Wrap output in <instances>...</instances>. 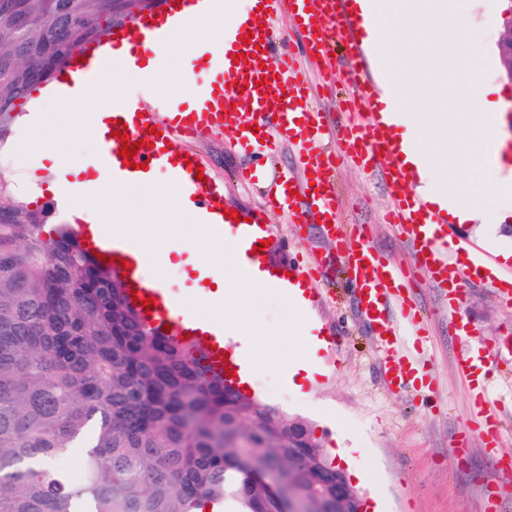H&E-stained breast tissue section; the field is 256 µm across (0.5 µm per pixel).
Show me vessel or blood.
<instances>
[{
	"label": "vessel or blood",
	"mask_w": 512,
	"mask_h": 512,
	"mask_svg": "<svg viewBox=\"0 0 512 512\" xmlns=\"http://www.w3.org/2000/svg\"><path fill=\"white\" fill-rule=\"evenodd\" d=\"M218 1L226 10L224 28L211 43L197 49L209 77L199 89L185 88L184 77L173 73L169 48L211 13ZM351 3L256 0L262 16L255 23L239 16L236 0H156L149 9L112 28L109 50L88 47L55 82L60 92L84 95L96 79L130 68L144 70L143 83L114 92L111 102L104 105L108 118L93 165L116 184L127 182L132 162L143 165L148 173L168 172L177 192L189 196L197 215L206 217L207 234L215 239L227 236L235 243L237 273L248 278L255 263L266 257L258 249L261 238L256 234L264 225L263 218L256 212L245 222L231 218L214 222V215L223 212L224 190L215 171L193 149L203 137L229 134L248 158L239 178L260 186L267 204L289 216L292 223H323L324 233L335 240L345 284L358 296L382 353L387 384L397 390L429 382L411 356L412 336L425 332L424 317L412 294L414 269L428 270L440 286L451 287L449 306L456 311L462 308L464 285L472 279L492 280L500 295L511 302L512 277H492L488 260L478 255L463 267L455 261L462 244L451 237L443 212L424 200L410 173L399 165L392 130L374 108L382 88L373 71L383 67V56L379 49L367 53L355 44ZM284 16L296 21L306 49L317 58H327L336 39L350 42L344 76L355 88L359 102L372 105L366 120L348 117L337 125L324 113L312 110V83L278 33L277 22ZM250 33L258 38V45L246 43ZM236 54L244 55V62L234 63ZM165 78L171 79L172 85L163 94L158 84ZM244 105L249 108L245 115L240 112ZM121 127L126 128L130 141L139 145L129 161L120 153L121 139L113 135ZM149 139L154 142L150 148L145 145ZM339 142L346 144L364 167L382 156L391 159L385 179L393 206L386 220L412 243L413 266L389 261L369 235L344 223L336 185L335 145ZM289 145L296 150L298 165L292 169L274 166L272 155ZM73 230L89 249L110 259L127 291L141 299H155V308L145 317L152 328L168 329L170 335L199 345L213 372L221 375L232 370L233 385L247 391L250 360L240 344L226 339L223 330L199 323L186 300L152 273L154 258L142 252L135 240L111 232L104 224H77ZM328 269L325 259L312 257L287 263L281 271L290 275L292 282L305 285ZM457 366L485 419L481 432L486 445L496 449L500 428L491 412L486 385L477 379L475 359L460 354Z\"/></svg>",
	"instance_id": "vessel-or-blood-1"
}]
</instances>
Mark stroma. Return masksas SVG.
<instances>
[{
  "mask_svg": "<svg viewBox=\"0 0 512 512\" xmlns=\"http://www.w3.org/2000/svg\"><path fill=\"white\" fill-rule=\"evenodd\" d=\"M503 0H469V34L480 49L475 61L479 84L490 89L499 112L512 113V82L500 64L498 44L503 34ZM348 43L332 46L328 61L302 55L301 61L321 90L314 102L318 112L338 114L342 93V62ZM195 149L224 180V206L239 212L260 208L256 192L236 181L235 171L246 162L234 141L217 135ZM386 160L363 169L352 159L338 168L337 181L349 223L365 227L377 249L390 260L409 264L413 251L405 238L385 224L390 204L385 182ZM264 221L274 238L268 255L278 264L312 252L336 254V244L318 225L293 224L275 210ZM341 264L327 278L315 281L320 302L308 317L332 333L335 349L323 351L327 375L319 377L311 397L288 389L285 360L304 343L301 332L281 336L278 328L292 320V305L281 290L242 293L237 310L248 313L266 330L257 343L265 369L250 384V392L286 413L306 420L336 465L354 472L353 486L364 499V512H486L493 492H500L497 512H512V475L499 470L487 454L478 431L467 430L475 418L468 388L456 371L458 354L482 357L486 348L498 349L486 381L495 400V414L503 426L500 446L512 452V303H506L485 281L467 282L461 314L426 272H418L413 295L428 318L426 340L417 361L428 373L430 388L393 392L386 388L376 340L361 316L354 292L341 287Z\"/></svg>",
  "mask_w": 512,
  "mask_h": 512,
  "instance_id": "obj_1",
  "label": "stroma"
}]
</instances>
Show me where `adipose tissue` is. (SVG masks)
Here are the masks:
<instances>
[{
  "mask_svg": "<svg viewBox=\"0 0 512 512\" xmlns=\"http://www.w3.org/2000/svg\"><path fill=\"white\" fill-rule=\"evenodd\" d=\"M368 24L370 39L379 44L397 90L386 98L383 117L392 127H402L399 160L416 171L419 189L427 200L462 224L475 219L497 224L512 206V188L497 178L499 114L495 103L476 91L472 71L465 61L475 60L479 50L469 42L465 0H455L456 10L447 13L445 0H357ZM112 78H105L88 96L64 99L45 91L34 100L24 118L25 136L16 147L17 159L26 173L46 169L54 174L47 190L67 196L63 207L67 218L98 223L100 198L112 202V221L121 232L135 239L144 252L158 255L172 250L167 233L158 222L190 215L188 198L178 197L170 181L151 177L148 189L104 186L99 196L86 191L87 163L75 162L70 154L74 140L89 137L93 121L101 119V106L111 99ZM436 104L433 112L413 111L419 99ZM63 103L66 115L49 112L47 103ZM37 165H27L28 157ZM141 220L132 224L131 213ZM198 244L210 258L213 289L194 309L202 323L223 324L228 335L251 354L253 371L262 362L256 357L258 326L252 317L233 310L238 292L262 291L265 273L242 279L235 273L231 250L199 233Z\"/></svg>",
  "mask_w": 512,
  "mask_h": 512,
  "instance_id": "adipose-tissue-1",
  "label": "adipose tissue"
}]
</instances>
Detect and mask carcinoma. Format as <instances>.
Segmentation results:
<instances>
[{
	"label": "carcinoma",
	"instance_id": "1",
	"mask_svg": "<svg viewBox=\"0 0 512 512\" xmlns=\"http://www.w3.org/2000/svg\"><path fill=\"white\" fill-rule=\"evenodd\" d=\"M143 0H0V141L16 109L77 51L106 34L116 6ZM0 175V512H282L248 459L288 474V427L310 443L288 484L305 498L332 460L302 418L224 401L200 350L145 326L112 269ZM82 448L86 480L36 468Z\"/></svg>",
	"mask_w": 512,
	"mask_h": 512
}]
</instances>
